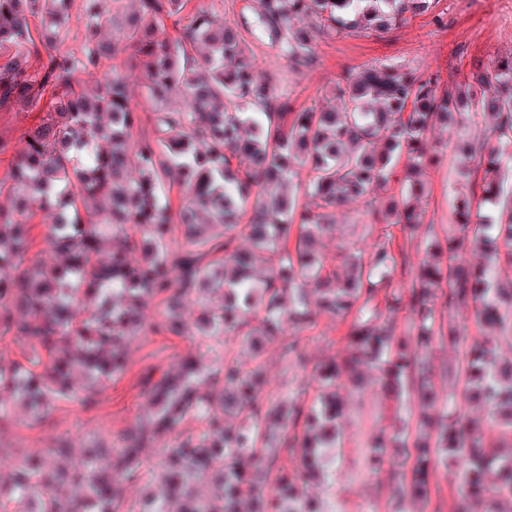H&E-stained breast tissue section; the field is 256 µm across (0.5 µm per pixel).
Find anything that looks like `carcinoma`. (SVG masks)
Masks as SVG:
<instances>
[{
    "mask_svg": "<svg viewBox=\"0 0 512 512\" xmlns=\"http://www.w3.org/2000/svg\"><path fill=\"white\" fill-rule=\"evenodd\" d=\"M73 0H0V110L47 112L0 180V338L31 349L24 360L0 353V428L13 421L4 397L39 423L60 399L121 379L126 345L143 329L141 307L158 301L155 334L190 336L212 355L180 359L142 378L151 412L121 448L93 445L74 455L63 442L15 455L0 479V512H126L124 485L143 478L142 512H324L297 483L321 481L339 445L340 384L360 386L359 363L381 365L386 398L434 393L431 348L447 320L470 310L481 327L512 339V57L491 61L472 80L440 87V77L402 66H368L336 85L340 107L293 111L278 77L257 73L238 27L217 24L192 0H136L120 26L137 66L100 73L118 52L101 35L102 0H81L84 34L76 51L40 49L30 21L68 35ZM431 0H257L251 34L290 66L312 62L316 35L384 32L426 13ZM173 21L170 34L165 21ZM96 79L91 95L85 80ZM143 89L142 112L132 107ZM488 127L466 147L469 192L456 197L439 254L415 264L408 233L424 225L426 169L437 127ZM151 132H143L144 125ZM304 187L288 192L296 169ZM180 187L178 206L164 195ZM362 200L369 251L329 256L314 248L337 207ZM44 217L56 260L32 252L31 220ZM402 236H397L396 232ZM251 241L252 248L239 240ZM119 239L107 257L102 243ZM468 242L488 247L483 263L463 258ZM407 296L400 330L381 321L380 303ZM188 301L201 306L193 326ZM351 319L349 349L317 362L311 403L263 394L259 356L243 364L230 348L298 330L315 311ZM416 337L408 350L405 337ZM448 373L462 397L483 399L496 444L473 434L461 413L435 434L415 429L397 447L412 456L402 484L429 499V469L452 456L460 467L455 512L512 486V359L496 346L463 351ZM196 432L171 439L185 422ZM157 446L151 458L144 449ZM385 446L364 457L374 474Z\"/></svg>",
    "mask_w": 512,
    "mask_h": 512,
    "instance_id": "carcinoma-1",
    "label": "carcinoma"
}]
</instances>
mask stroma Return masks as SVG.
<instances>
[{
	"instance_id": "1",
	"label": "stroma",
	"mask_w": 512,
	"mask_h": 512,
	"mask_svg": "<svg viewBox=\"0 0 512 512\" xmlns=\"http://www.w3.org/2000/svg\"><path fill=\"white\" fill-rule=\"evenodd\" d=\"M243 47L259 73L279 77L281 90L299 111L315 103H331L336 82L368 65H401L439 75L446 82L472 76L478 63L512 56V0H433L427 13L408 18L398 28L384 33L321 35L313 62L297 69L290 68L275 50L252 35H244ZM41 118L38 112H0V142H7L10 147L9 152L0 154V178L10 170L12 150L22 146L25 134ZM430 143L444 152L441 164L425 176L430 189L425 221L434 225L435 233L429 236L422 232L413 239L409 255L415 262L423 258L433 238H444L454 198L466 189L457 172L447 132L434 130ZM364 222L362 202L337 209L334 226L322 241L323 251L331 255L342 247L369 250L372 240L365 233ZM158 313L156 301L145 302L146 329L129 343V370L122 379L99 390L93 407L59 401L46 420L36 426L30 425L23 414H15L13 423L0 430V451L44 448L60 437L75 449L82 448L94 436L112 445L122 441L134 421L148 411L140 384L143 373L151 367L169 368L177 357L196 350L190 338L152 333L150 327ZM348 329V324L321 314L312 327L299 335L288 332L278 337L262 358L266 393L312 401L318 394L316 382L305 377L294 356L286 355L285 349L293 341L309 360L334 358L347 348ZM460 356V348L450 343L433 348L431 368L440 399L431 408V416L442 417L455 403H463L460 387L454 386L448 375L449 367ZM363 372L372 387L361 395L343 393L346 410L338 423L343 445L326 478L311 491L328 504L331 512H416L415 505L397 490L396 476L409 465L405 454L392 453L380 473L371 475L364 469L363 453L370 439L397 433L416 423L419 411L411 403L392 408L382 405L374 387L380 378L378 367L369 365Z\"/></svg>"
}]
</instances>
